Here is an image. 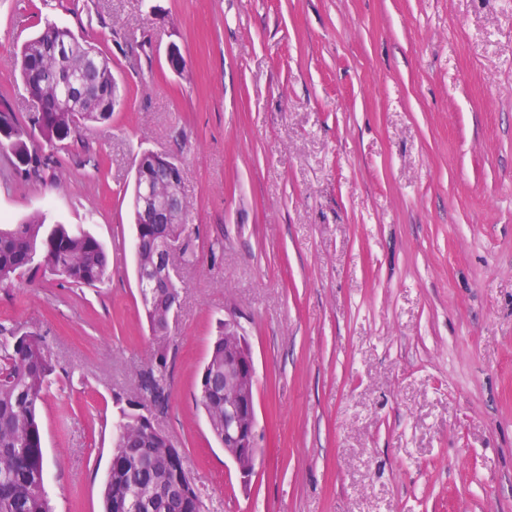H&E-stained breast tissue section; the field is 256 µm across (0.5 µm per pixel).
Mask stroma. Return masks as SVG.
Here are the masks:
<instances>
[{
	"mask_svg": "<svg viewBox=\"0 0 512 512\" xmlns=\"http://www.w3.org/2000/svg\"><path fill=\"white\" fill-rule=\"evenodd\" d=\"M48 19L110 59L123 100L44 179L0 151V224L83 225L112 269L0 288V324L59 361L38 407L51 512H101L115 396L148 355V150L183 165L200 255L157 424L208 512H512V0H0V101L22 120L17 53ZM232 315L257 372L247 481L194 400Z\"/></svg>",
	"mask_w": 512,
	"mask_h": 512,
	"instance_id": "35a3bbf8",
	"label": "stroma"
}]
</instances>
